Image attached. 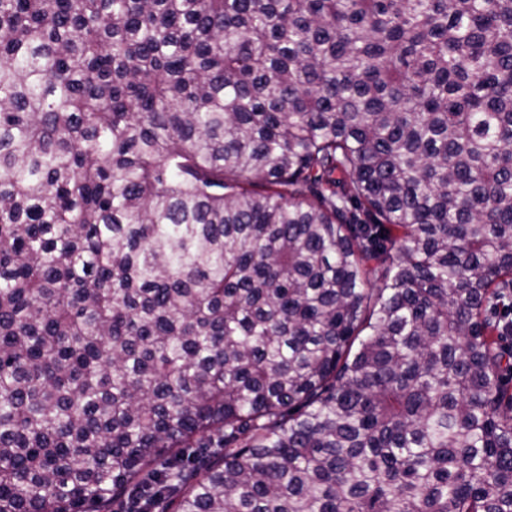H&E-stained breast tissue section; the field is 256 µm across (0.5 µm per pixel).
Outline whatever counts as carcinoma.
Instances as JSON below:
<instances>
[{"instance_id":"obj_1","label":"carcinoma","mask_w":512,"mask_h":512,"mask_svg":"<svg viewBox=\"0 0 512 512\" xmlns=\"http://www.w3.org/2000/svg\"><path fill=\"white\" fill-rule=\"evenodd\" d=\"M512 0H0V512H512Z\"/></svg>"}]
</instances>
